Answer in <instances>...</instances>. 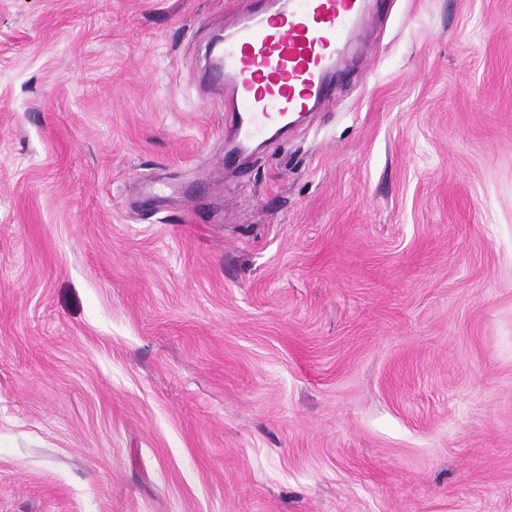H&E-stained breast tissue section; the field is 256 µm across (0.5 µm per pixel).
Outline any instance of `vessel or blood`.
<instances>
[{
    "label": "vessel or blood",
    "mask_w": 512,
    "mask_h": 512,
    "mask_svg": "<svg viewBox=\"0 0 512 512\" xmlns=\"http://www.w3.org/2000/svg\"><path fill=\"white\" fill-rule=\"evenodd\" d=\"M255 3L217 38L206 68L221 86L224 125L240 150L329 99L336 56L367 15L366 0Z\"/></svg>",
    "instance_id": "b4317fda"
}]
</instances>
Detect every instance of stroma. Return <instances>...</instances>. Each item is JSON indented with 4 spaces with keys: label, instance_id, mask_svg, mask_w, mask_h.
<instances>
[{
    "label": "stroma",
    "instance_id": "35a3bbf8",
    "mask_svg": "<svg viewBox=\"0 0 512 512\" xmlns=\"http://www.w3.org/2000/svg\"><path fill=\"white\" fill-rule=\"evenodd\" d=\"M248 2L0 0V512H512V0L227 166Z\"/></svg>",
    "mask_w": 512,
    "mask_h": 512
}]
</instances>
